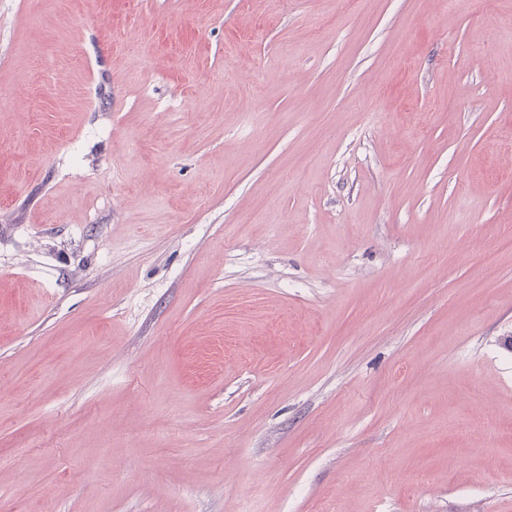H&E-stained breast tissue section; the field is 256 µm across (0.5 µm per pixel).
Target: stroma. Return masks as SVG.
<instances>
[{
  "instance_id": "35a3bbf8",
  "label": "stroma",
  "mask_w": 512,
  "mask_h": 512,
  "mask_svg": "<svg viewBox=\"0 0 512 512\" xmlns=\"http://www.w3.org/2000/svg\"><path fill=\"white\" fill-rule=\"evenodd\" d=\"M0 512H512V0H0Z\"/></svg>"
}]
</instances>
